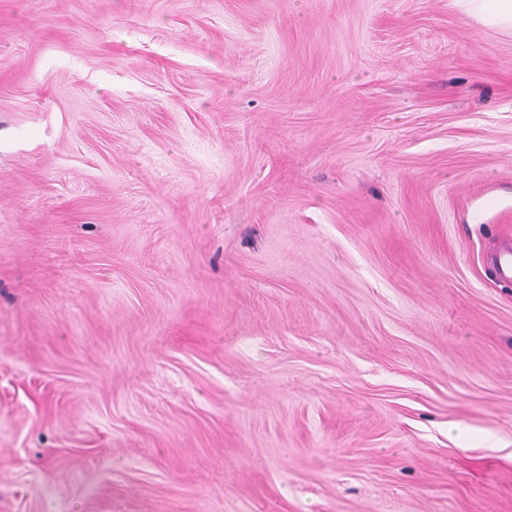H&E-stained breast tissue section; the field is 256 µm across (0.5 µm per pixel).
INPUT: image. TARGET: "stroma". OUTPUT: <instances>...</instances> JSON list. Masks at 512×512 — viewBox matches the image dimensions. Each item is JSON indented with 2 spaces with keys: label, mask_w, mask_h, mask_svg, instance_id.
Here are the masks:
<instances>
[{
  "label": "stroma",
  "mask_w": 512,
  "mask_h": 512,
  "mask_svg": "<svg viewBox=\"0 0 512 512\" xmlns=\"http://www.w3.org/2000/svg\"><path fill=\"white\" fill-rule=\"evenodd\" d=\"M509 246L448 0H0V512H512Z\"/></svg>",
  "instance_id": "35a3bbf8"
}]
</instances>
